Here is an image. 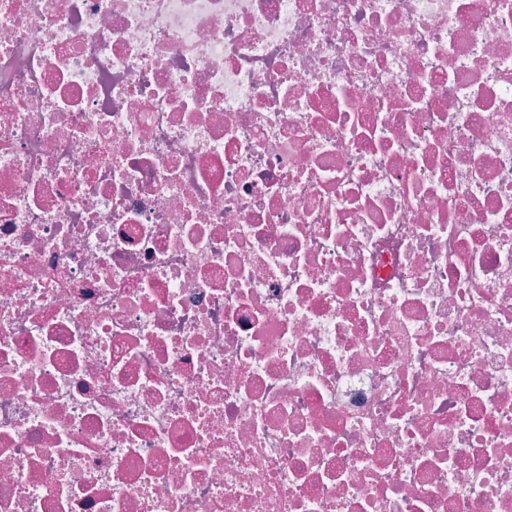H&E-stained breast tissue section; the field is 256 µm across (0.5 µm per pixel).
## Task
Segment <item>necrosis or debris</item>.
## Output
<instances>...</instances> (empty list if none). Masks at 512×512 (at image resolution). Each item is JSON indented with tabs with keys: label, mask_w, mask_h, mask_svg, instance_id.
I'll list each match as a JSON object with an SVG mask.
<instances>
[{
	"label": "necrosis or debris",
	"mask_w": 512,
	"mask_h": 512,
	"mask_svg": "<svg viewBox=\"0 0 512 512\" xmlns=\"http://www.w3.org/2000/svg\"><path fill=\"white\" fill-rule=\"evenodd\" d=\"M0 512H512V0H0Z\"/></svg>",
	"instance_id": "necrosis-or-debris-1"
}]
</instances>
